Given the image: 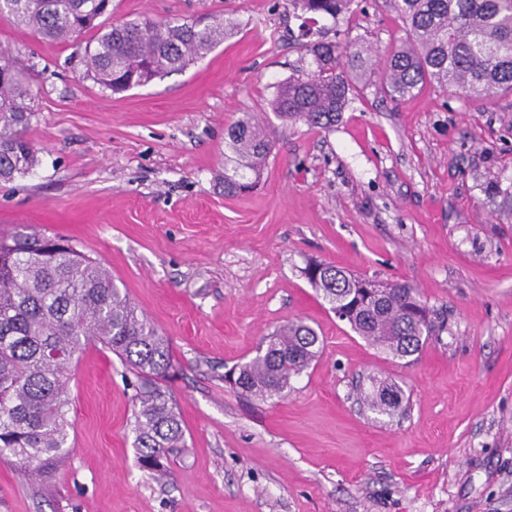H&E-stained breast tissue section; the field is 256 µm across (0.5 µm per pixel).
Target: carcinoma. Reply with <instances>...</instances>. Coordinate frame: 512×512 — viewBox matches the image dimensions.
I'll return each mask as SVG.
<instances>
[{"mask_svg":"<svg viewBox=\"0 0 512 512\" xmlns=\"http://www.w3.org/2000/svg\"><path fill=\"white\" fill-rule=\"evenodd\" d=\"M319 18L356 14L358 0H291ZM407 36L388 60L386 93L401 100L427 84L465 96L512 93V0H385ZM112 0H0V15L59 43L85 32L96 36L84 51L85 73L102 88L124 92L185 69L224 41V18L156 22L146 18L103 26ZM310 61L281 83L272 110L286 120L327 130L371 66V49L318 40L306 45ZM32 89L16 58L0 52V182L10 183L39 164L24 136ZM224 193L254 188L243 170L260 178L270 153L269 135L249 118L228 129ZM316 266L318 277L308 274ZM317 294L371 345L397 359L418 353L435 333L432 312L415 288L392 283L380 291L366 278L310 261L303 268ZM116 354L137 378L133 431L142 468L164 474L185 431L171 395L160 386L173 367L168 340L138 312L103 264L59 235L0 232V460L19 465L32 482L45 483L68 453V366L86 344ZM317 332L302 320L264 338L250 361L224 375L245 396L281 395L293 377L322 353ZM371 408L391 414L400 406L396 387L367 395Z\"/></svg>","mask_w":512,"mask_h":512,"instance_id":"1","label":"carcinoma"}]
</instances>
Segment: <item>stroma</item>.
<instances>
[{
  "label": "stroma",
  "mask_w": 512,
  "mask_h": 512,
  "mask_svg": "<svg viewBox=\"0 0 512 512\" xmlns=\"http://www.w3.org/2000/svg\"><path fill=\"white\" fill-rule=\"evenodd\" d=\"M223 16L221 44L114 94L83 75L92 33L60 44L0 16V50L33 91L40 163L0 185V231L64 236L100 260L170 343L166 386L185 446L140 468L131 374L101 344L69 367L71 452L34 487L0 460V512H512V94L429 84L383 91L405 40L384 0L339 22L374 50L366 85L328 130L270 102L306 56L291 0H112L109 24ZM252 118L271 153L256 188L224 193L227 129ZM407 283L442 326L395 359L340 321L307 260ZM293 320L324 340L282 396L247 399L224 373ZM400 408L370 410L372 380Z\"/></svg>",
  "instance_id": "35a3bbf8"
}]
</instances>
